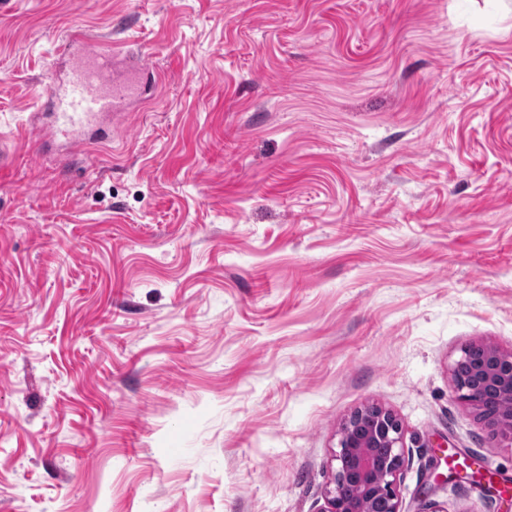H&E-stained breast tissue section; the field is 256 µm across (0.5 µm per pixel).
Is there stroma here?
<instances>
[{"label": "stroma", "mask_w": 512, "mask_h": 512, "mask_svg": "<svg viewBox=\"0 0 512 512\" xmlns=\"http://www.w3.org/2000/svg\"><path fill=\"white\" fill-rule=\"evenodd\" d=\"M76 30L158 83L70 154ZM1 141L0 512H321L371 404L401 512H512L451 378L512 350V0H0Z\"/></svg>", "instance_id": "obj_1"}]
</instances>
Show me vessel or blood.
I'll list each match as a JSON object with an SVG mask.
<instances>
[{"label": "vessel or blood", "instance_id": "vessel-or-blood-1", "mask_svg": "<svg viewBox=\"0 0 512 512\" xmlns=\"http://www.w3.org/2000/svg\"><path fill=\"white\" fill-rule=\"evenodd\" d=\"M64 53L65 72L48 76L45 109L56 133L83 149L102 139L107 119L124 115L145 95V80L155 68L138 53H102L80 35L68 39Z\"/></svg>", "mask_w": 512, "mask_h": 512}]
</instances>
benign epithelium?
I'll return each instance as SVG.
<instances>
[{"instance_id": "benign-epithelium-1", "label": "benign epithelium", "mask_w": 512, "mask_h": 512, "mask_svg": "<svg viewBox=\"0 0 512 512\" xmlns=\"http://www.w3.org/2000/svg\"><path fill=\"white\" fill-rule=\"evenodd\" d=\"M452 376L459 397L492 428V438L512 443V410L492 414L484 402L487 393L512 399V351L469 344L455 361ZM338 445L321 512H365V505L374 502L381 512H400L398 482L406 457L397 416L379 405L365 406L342 425ZM348 485L357 487L359 494H346Z\"/></svg>"}]
</instances>
